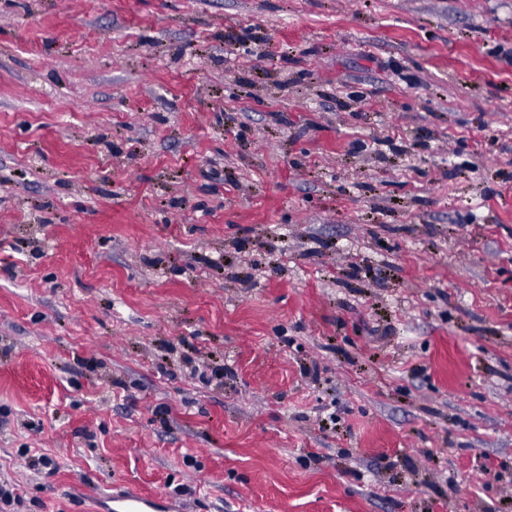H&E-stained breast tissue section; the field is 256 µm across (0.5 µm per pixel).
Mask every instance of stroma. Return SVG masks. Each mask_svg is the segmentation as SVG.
<instances>
[{"mask_svg":"<svg viewBox=\"0 0 512 512\" xmlns=\"http://www.w3.org/2000/svg\"><path fill=\"white\" fill-rule=\"evenodd\" d=\"M1 485L512 512V0H0Z\"/></svg>","mask_w":512,"mask_h":512,"instance_id":"35a3bbf8","label":"stroma"}]
</instances>
